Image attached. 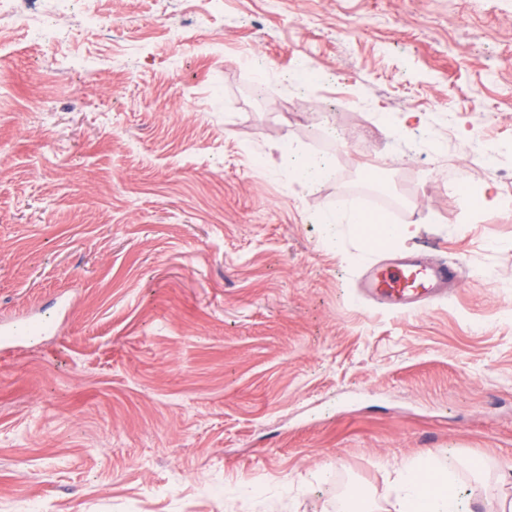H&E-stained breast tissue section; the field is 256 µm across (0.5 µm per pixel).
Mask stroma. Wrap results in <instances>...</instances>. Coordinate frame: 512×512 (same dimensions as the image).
Wrapping results in <instances>:
<instances>
[{"instance_id":"obj_1","label":"stroma","mask_w":512,"mask_h":512,"mask_svg":"<svg viewBox=\"0 0 512 512\" xmlns=\"http://www.w3.org/2000/svg\"><path fill=\"white\" fill-rule=\"evenodd\" d=\"M87 7L37 47L45 0H12L0 50V321L73 302L0 354V512L385 507L428 450L499 492L512 211L459 182L501 195L512 168V0H112L108 36ZM477 136L496 168L471 167ZM288 144L325 181L271 171ZM370 196L409 242L314 221ZM399 255L466 274L401 316L362 293Z\"/></svg>"}]
</instances>
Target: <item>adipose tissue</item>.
<instances>
[{
    "label": "adipose tissue",
    "mask_w": 512,
    "mask_h": 512,
    "mask_svg": "<svg viewBox=\"0 0 512 512\" xmlns=\"http://www.w3.org/2000/svg\"><path fill=\"white\" fill-rule=\"evenodd\" d=\"M275 169L288 179L314 185L328 175L329 164L325 157L290 145L280 149ZM317 221L351 225L360 238L373 244H401L411 236L409 225L388 224L353 209L328 210ZM392 494V512H512V499L465 497L453 473L428 453L397 466Z\"/></svg>",
    "instance_id": "ef3b65f1"
}]
</instances>
